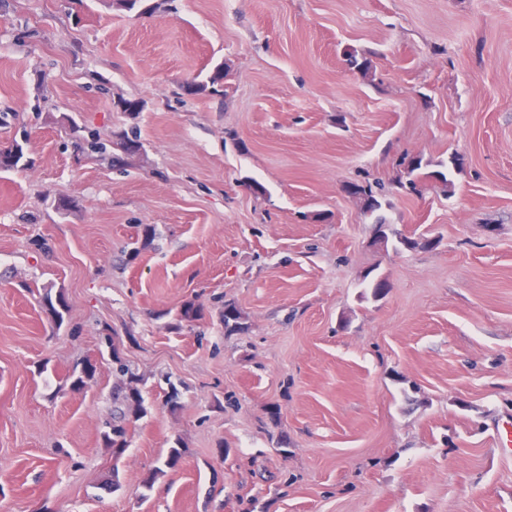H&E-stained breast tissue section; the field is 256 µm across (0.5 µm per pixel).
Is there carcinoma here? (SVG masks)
Masks as SVG:
<instances>
[{"mask_svg": "<svg viewBox=\"0 0 512 512\" xmlns=\"http://www.w3.org/2000/svg\"><path fill=\"white\" fill-rule=\"evenodd\" d=\"M206 92L212 96L223 98L228 96V89L224 86V75L222 68H217L203 81H191L182 86V94L193 96L195 94ZM72 135L75 138V146L80 151L90 150L97 152L104 149V144L100 143L97 137L85 139L79 135L80 128L73 127ZM140 146L137 137L128 135L119 138L113 143L112 162L117 164L123 160V154L130 151L131 147ZM24 153L18 143L9 145H0V171L13 170L23 167L22 160ZM423 167V158L415 156L409 159L406 167V181H398V187L404 189L409 194L418 192L417 180L414 178L415 172ZM381 183L374 185L370 183H350L346 186L348 194L356 198L365 213H373L381 208L379 200V190ZM395 238L397 243L407 249H425L434 245V240L421 234L416 238L409 237L399 233L391 228V225L380 219L374 224V240L383 245H388L390 238ZM41 303L52 315L55 322L59 325L64 323V313L67 310V303L63 294L53 297L45 294ZM112 364L114 382L112 386V403L114 407L110 417L104 422L100 433L102 443L105 447L112 449L114 457H120L129 447L128 435L132 425H134L144 414L143 396L139 385L141 379L126 367L121 361L117 352H112ZM97 373V367L87 361H80L72 367L66 380L70 383L73 390H83L90 386Z\"/></svg>", "mask_w": 512, "mask_h": 512, "instance_id": "cac0c4a2", "label": "carcinoma"}]
</instances>
